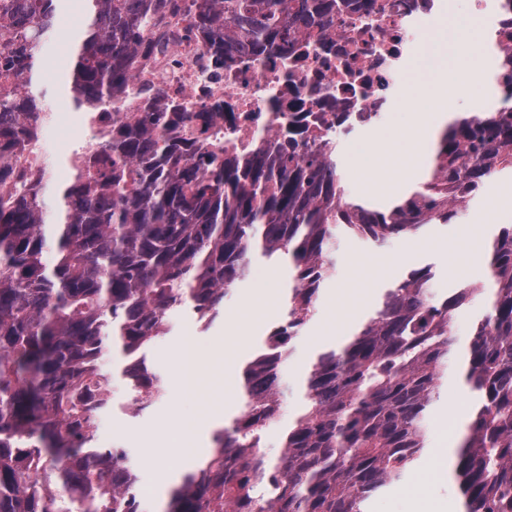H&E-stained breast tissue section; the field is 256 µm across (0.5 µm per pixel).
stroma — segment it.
<instances>
[{"label": "stroma", "instance_id": "stroma-1", "mask_svg": "<svg viewBox=\"0 0 512 512\" xmlns=\"http://www.w3.org/2000/svg\"><path fill=\"white\" fill-rule=\"evenodd\" d=\"M83 17L73 0H64L61 15L46 40L48 68L37 88L45 111H71L65 88L73 65L72 49ZM434 76L427 59L415 60L405 72L406 94L382 123L358 132L357 142L341 144L338 167L349 197L382 206L383 196L368 190L357 176L359 159L386 138L399 137L413 116V108L433 89ZM512 192V176L492 178L482 197L471 200L446 224H429L414 237L375 243L343 231L337 232L333 266L317 301L315 314L295 339L281 369L282 412L266 432V451L277 456L280 437L303 406L304 375L321 351L347 343L354 330L376 310L385 288L415 270L432 274L430 291L445 298L462 283L485 284L484 246L500 228L512 225V208L503 207L495 223L483 221L490 197ZM288 288V269L279 259L260 256L251 261L243 280L227 291L219 313L209 327H202L188 310L169 315V329L146 351L148 366L158 374L164 393L150 407L136 411L121 379L124 359L112 352L103 362L113 375L112 408L101 416L97 443L118 442L140 476L148 493L144 512H166L173 487L166 473L150 460L152 452L174 447L179 421L199 420L209 410L225 406V422L237 414L239 374L242 364L263 345L272 327L282 319ZM265 297L259 319L242 314L243 303ZM239 314L237 335H230L226 319ZM193 345L199 357L194 372H186L176 359L185 345ZM470 411L469 396L461 378V361L448 362V375L440 398L426 421L427 447L402 482L375 493L367 512H461L454 481L455 450L462 438Z\"/></svg>", "mask_w": 512, "mask_h": 512}]
</instances>
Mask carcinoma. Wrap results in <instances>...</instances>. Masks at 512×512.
Returning <instances> with one entry per match:
<instances>
[{
    "instance_id": "carcinoma-1",
    "label": "carcinoma",
    "mask_w": 512,
    "mask_h": 512,
    "mask_svg": "<svg viewBox=\"0 0 512 512\" xmlns=\"http://www.w3.org/2000/svg\"><path fill=\"white\" fill-rule=\"evenodd\" d=\"M151 0H82L88 19L71 70L75 109L123 92L149 34ZM333 0H301L309 19ZM60 0H0V158L25 149L21 128L43 111L34 74ZM291 0H196V22L245 50L288 40ZM164 113L134 130L99 132L57 194L46 234V187L0 192V512H142L125 449L92 447L112 405L102 357L120 344L132 404L162 394L138 351L168 331L172 310L216 316L259 252L288 257L283 320L242 370L244 395L203 467L173 489L167 512H364L426 448L425 422L455 340L452 311L484 289L436 300L430 272L387 289L341 349L317 355L305 405L267 457L281 409L279 369L314 315L336 227L383 243L457 217L493 175L512 173V112L464 116L442 131L430 178L399 204L350 199L333 155L207 162L170 154ZM53 263L47 262L48 251ZM491 303L471 328L464 382L476 397L456 451L463 512H512V225L488 248Z\"/></svg>"
}]
</instances>
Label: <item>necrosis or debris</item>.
Listing matches in <instances>:
<instances>
[{
    "instance_id": "obj_1",
    "label": "necrosis or debris",
    "mask_w": 512,
    "mask_h": 512,
    "mask_svg": "<svg viewBox=\"0 0 512 512\" xmlns=\"http://www.w3.org/2000/svg\"><path fill=\"white\" fill-rule=\"evenodd\" d=\"M178 2L175 13L158 8L127 93L95 115V129L134 125L147 112H183L173 140L219 142L245 157L273 159L294 123L308 130L303 156L377 125L405 93L408 62L458 8V0H341L336 12L256 55L210 40L193 23L192 0ZM468 13L485 28L484 42L470 50L474 65L505 89L512 81V0H468ZM68 118L42 113L32 126L35 151L14 153V167L41 176L50 142L72 131Z\"/></svg>"
}]
</instances>
